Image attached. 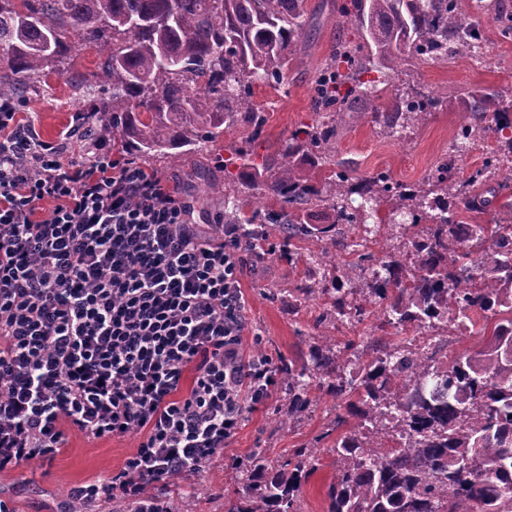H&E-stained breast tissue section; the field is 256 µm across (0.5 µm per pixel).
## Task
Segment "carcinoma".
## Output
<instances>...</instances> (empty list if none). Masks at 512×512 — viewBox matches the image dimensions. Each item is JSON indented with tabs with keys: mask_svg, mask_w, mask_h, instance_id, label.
Here are the masks:
<instances>
[{
	"mask_svg": "<svg viewBox=\"0 0 512 512\" xmlns=\"http://www.w3.org/2000/svg\"><path fill=\"white\" fill-rule=\"evenodd\" d=\"M359 41L336 44L313 87L319 119L297 131L280 164L255 162L245 148L259 137L266 118L253 101V84L283 82L288 52L305 33L304 0H0V97L19 95L62 63L70 34L102 55L97 129L120 139L123 150L141 156L181 159L215 143L224 126L246 124L244 145L233 150L240 160L236 178L224 183V219L239 225L253 246L266 240L265 225H276L279 247L296 250V242L324 240L302 213L315 207L331 212V226H353L371 204L383 198L404 203L411 226L423 222L436 229L412 239L408 253L388 255L384 266L397 276L369 287L366 304L338 280L315 288H295L304 299L328 296L336 319L361 322L367 306L382 307L381 325L402 329L437 319L439 328L472 325L482 346L446 361L423 358L402 341L379 338L359 359L352 341L331 350L330 337L309 351V359L280 364V388L288 395V417L307 410L311 383L342 401L336 415V473L328 486L327 512H512V194L500 205L493 224H473L453 212L452 201L465 199L470 212L483 210L469 188L489 181L512 191V105L494 107L497 94L469 95L471 121L458 134L473 139L494 135L496 147L469 177L456 179L452 161L440 163L424 185L414 189L386 173L355 177L330 166L336 143V113L344 106L370 103L373 86L362 76L397 70L400 56L421 58L427 45L431 59L450 50L481 53L482 39L459 34L466 18L456 0H350L342 10ZM411 97L391 109L371 110V121L394 133L419 120ZM268 194L274 206L264 214L244 208L242 190ZM447 208L444 219L436 210ZM471 259L473 276L465 288L450 285L454 269ZM391 408L401 431L416 438L395 452L381 450L373 436L382 421L381 406ZM318 459L305 448L273 463L259 452L242 478L240 495L224 503V512H300L301 481L317 469Z\"/></svg>",
	"mask_w": 512,
	"mask_h": 512,
	"instance_id": "carcinoma-1",
	"label": "carcinoma"
}]
</instances>
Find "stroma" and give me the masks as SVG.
Instances as JSON below:
<instances>
[{
  "mask_svg": "<svg viewBox=\"0 0 512 512\" xmlns=\"http://www.w3.org/2000/svg\"><path fill=\"white\" fill-rule=\"evenodd\" d=\"M345 2L305 0L307 34L288 57L283 84L255 83L252 100L267 116L263 133L249 143L256 160L278 159L294 132L315 123L311 102L315 81L336 42L358 37L355 28L342 21L340 7ZM457 3L460 13L481 33L483 58L454 53L435 62L403 61L388 82L379 85L375 105L387 107L396 97L415 89L439 98L440 110L397 136L372 123L365 114L366 104L351 103L339 116L334 163L357 177L385 170L395 181L414 187L447 156L458 128L468 121V92L487 88L497 94V107L512 105V36H506L500 23L502 16L512 14V0ZM69 45L62 73H50L26 99L23 118L46 142L56 140L74 113L90 111L98 103L94 75L99 56L95 48L81 45L77 39H70ZM246 135L245 125L238 124L183 163L157 157L143 158L142 163L177 186L180 196L191 205L190 222L220 234L224 231V196L206 193L205 186L223 184L224 162L231 159L233 148L246 141ZM332 256V266L323 270L307 267L299 257L270 254L263 245L249 256L241 280L246 299L245 355L261 350L276 362L302 359L323 335L333 337L340 347L351 340L366 342L378 334L397 338L395 328L378 327L373 317L359 324L336 321L323 296L294 305L289 288L321 280L338 269L347 270L356 261L340 249L333 250ZM310 398L309 411L292 420L287 417L288 400L278 390L265 403L245 408L237 435L217 458L197 476L157 484L153 493L177 506L189 503L192 512H224L225 501L240 490L238 474L254 452L277 460L287 457L291 449L306 448L318 457L319 468L301 487L302 512H326V490L336 463L324 435L340 407L316 388ZM136 446L132 436L95 439L68 431L65 449L53 460L0 472V502L7 504L9 512H69L74 487L111 477Z\"/></svg>",
  "mask_w": 512,
  "mask_h": 512,
  "instance_id": "35a3bbf8",
  "label": "stroma"
}]
</instances>
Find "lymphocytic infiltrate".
<instances>
[{"label":"lymphocytic infiltrate","mask_w":512,"mask_h":512,"mask_svg":"<svg viewBox=\"0 0 512 512\" xmlns=\"http://www.w3.org/2000/svg\"><path fill=\"white\" fill-rule=\"evenodd\" d=\"M0 98V471L54 459L76 430L138 439L123 468L75 487L89 507L195 476L277 382L244 358L241 277L250 248L188 219L174 186L94 135L78 112L39 139Z\"/></svg>","instance_id":"lymphocytic-infiltrate-1"}]
</instances>
